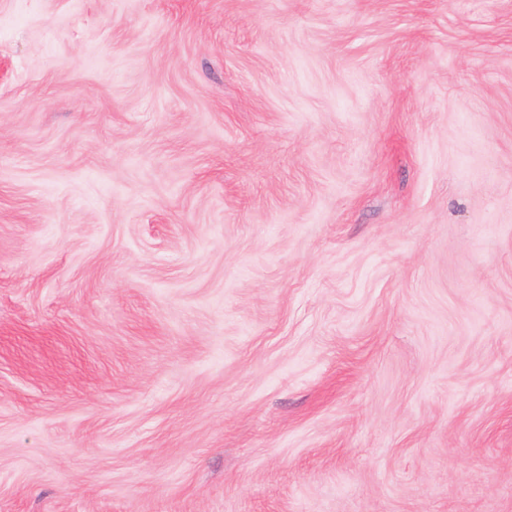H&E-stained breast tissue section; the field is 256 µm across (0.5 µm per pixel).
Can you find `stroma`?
I'll return each instance as SVG.
<instances>
[{"mask_svg": "<svg viewBox=\"0 0 512 512\" xmlns=\"http://www.w3.org/2000/svg\"><path fill=\"white\" fill-rule=\"evenodd\" d=\"M0 512H512V0H0Z\"/></svg>", "mask_w": 512, "mask_h": 512, "instance_id": "stroma-1", "label": "stroma"}]
</instances>
